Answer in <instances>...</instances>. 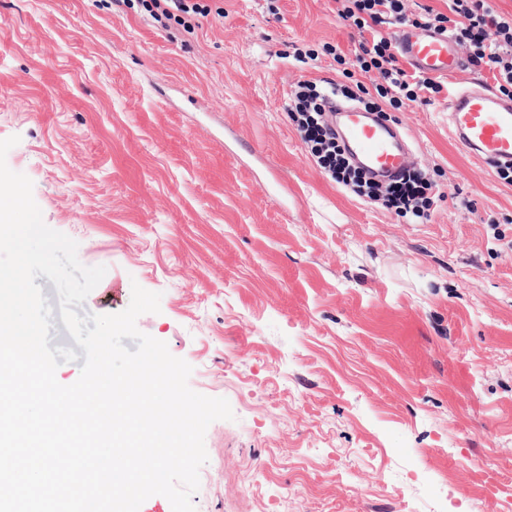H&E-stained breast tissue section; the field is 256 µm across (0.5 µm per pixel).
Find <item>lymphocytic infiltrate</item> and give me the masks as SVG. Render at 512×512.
Wrapping results in <instances>:
<instances>
[{"mask_svg": "<svg viewBox=\"0 0 512 512\" xmlns=\"http://www.w3.org/2000/svg\"><path fill=\"white\" fill-rule=\"evenodd\" d=\"M341 19L349 21L362 36L357 66L372 75L371 84L324 88L315 82H298L288 97L287 110L317 165L336 183L357 196L377 203L399 217L425 220L433 205L432 185L426 173L407 167L395 182L380 184L368 180L352 165L338 144L325 117L324 103L339 94L365 108L383 103L400 109L405 103L431 104L443 85L433 78L409 73L402 67L381 26L411 23L451 34L468 50L472 66L488 68L499 93L512 98V18L492 13L485 0H448L447 13L426 10L408 17L406 0H341Z\"/></svg>", "mask_w": 512, "mask_h": 512, "instance_id": "1", "label": "lymphocytic infiltrate"}]
</instances>
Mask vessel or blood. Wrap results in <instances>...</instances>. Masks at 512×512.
Returning a JSON list of instances; mask_svg holds the SVG:
<instances>
[{
	"label": "vessel or blood",
	"mask_w": 512,
	"mask_h": 512,
	"mask_svg": "<svg viewBox=\"0 0 512 512\" xmlns=\"http://www.w3.org/2000/svg\"><path fill=\"white\" fill-rule=\"evenodd\" d=\"M398 53L410 69L432 77H452L464 60L452 36L423 28L400 29ZM332 127L354 163L370 178L386 182L398 177L410 149L402 129L376 112L329 98ZM448 128L468 155L491 170L512 168V98L481 83L453 91L446 103Z\"/></svg>",
	"instance_id": "obj_1"
}]
</instances>
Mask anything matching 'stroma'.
Masks as SVG:
<instances>
[{
    "label": "stroma",
    "mask_w": 512,
    "mask_h": 512,
    "mask_svg": "<svg viewBox=\"0 0 512 512\" xmlns=\"http://www.w3.org/2000/svg\"><path fill=\"white\" fill-rule=\"evenodd\" d=\"M199 2L164 28L141 0H0L6 163L106 267L85 307L160 293L138 329L233 411L195 512H512V184L438 101L391 114L428 220L344 190L286 111L354 69L336 0Z\"/></svg>",
    "instance_id": "stroma-1"
}]
</instances>
